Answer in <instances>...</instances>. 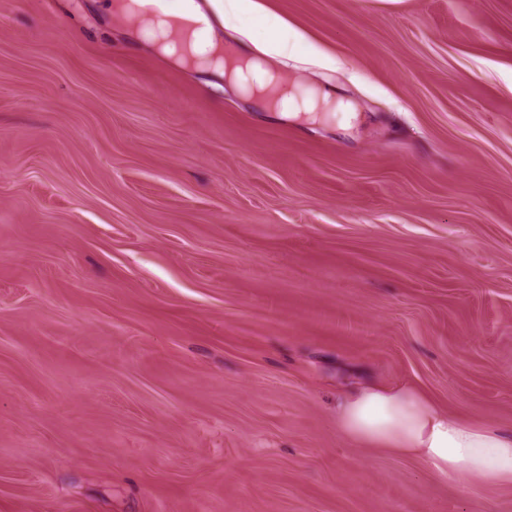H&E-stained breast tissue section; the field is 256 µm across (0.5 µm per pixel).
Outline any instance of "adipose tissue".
<instances>
[{"label": "adipose tissue", "instance_id": "ef3b65f1", "mask_svg": "<svg viewBox=\"0 0 512 512\" xmlns=\"http://www.w3.org/2000/svg\"><path fill=\"white\" fill-rule=\"evenodd\" d=\"M140 35L160 45L167 55L215 69L244 95L269 103L271 110L292 115L337 111L345 122L352 116L350 104L333 102L319 88L298 85L287 89L260 58L246 56L241 66L225 62L212 32L187 40L176 27L159 20L148 22ZM333 416L346 439L366 448L419 458L441 480L471 484L492 480L512 486V431L450 418L414 385L354 386L337 395Z\"/></svg>", "mask_w": 512, "mask_h": 512}]
</instances>
